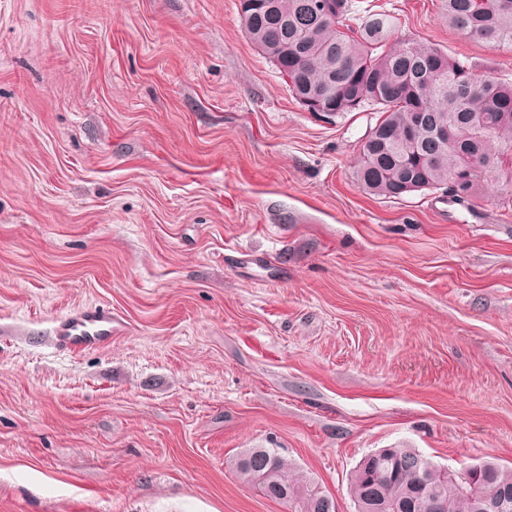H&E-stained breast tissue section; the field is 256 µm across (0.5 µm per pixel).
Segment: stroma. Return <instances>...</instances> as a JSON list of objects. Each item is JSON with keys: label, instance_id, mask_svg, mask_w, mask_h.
I'll return each mask as SVG.
<instances>
[{"label": "stroma", "instance_id": "obj_1", "mask_svg": "<svg viewBox=\"0 0 512 512\" xmlns=\"http://www.w3.org/2000/svg\"><path fill=\"white\" fill-rule=\"evenodd\" d=\"M375 2L512 78L445 0ZM377 118L307 111L239 0H0V512H287L249 448L338 512L377 448L512 467V185L370 195ZM89 305L121 334L59 351ZM239 477L291 512H336L333 499L295 469L276 448H249L235 461Z\"/></svg>", "mask_w": 512, "mask_h": 512}]
</instances>
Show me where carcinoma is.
<instances>
[{
    "mask_svg": "<svg viewBox=\"0 0 512 512\" xmlns=\"http://www.w3.org/2000/svg\"><path fill=\"white\" fill-rule=\"evenodd\" d=\"M312 0H274L273 9L244 18L248 39L280 72L295 99L315 96L326 116L355 110L380 116L366 136L357 175L372 195L401 199L425 189L451 188L458 200L475 198L490 181L512 183V82L478 77L465 60L418 42H391L395 17L354 9L338 0L321 18ZM448 23L462 34L512 46V9L498 0H447ZM424 124L448 125V139H409L414 113ZM425 159L424 187L404 189L399 163ZM468 168L463 183L452 182ZM239 477L290 512H336L333 499L295 469L276 448H250L235 461ZM356 512H424L433 499L440 512H480L482 502L512 493V467L479 464L470 484L414 448L366 454L351 475Z\"/></svg>",
    "mask_w": 512,
    "mask_h": 512,
    "instance_id": "cac0c4a2",
    "label": "carcinoma"
}]
</instances>
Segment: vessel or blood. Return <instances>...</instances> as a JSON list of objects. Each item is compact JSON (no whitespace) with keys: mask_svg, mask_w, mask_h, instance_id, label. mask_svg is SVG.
Returning <instances> with one entry per match:
<instances>
[{"mask_svg":"<svg viewBox=\"0 0 512 512\" xmlns=\"http://www.w3.org/2000/svg\"><path fill=\"white\" fill-rule=\"evenodd\" d=\"M120 324L110 308L89 306L61 319L55 328V343L62 350L78 354L111 344Z\"/></svg>","mask_w":512,"mask_h":512,"instance_id":"vessel-or-blood-1","label":"vessel or blood"}]
</instances>
